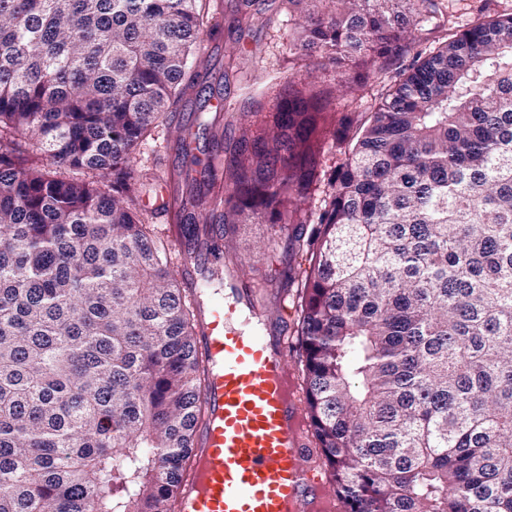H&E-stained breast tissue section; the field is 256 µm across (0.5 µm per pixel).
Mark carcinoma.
Listing matches in <instances>:
<instances>
[{
  "instance_id": "carcinoma-1",
  "label": "carcinoma",
  "mask_w": 512,
  "mask_h": 512,
  "mask_svg": "<svg viewBox=\"0 0 512 512\" xmlns=\"http://www.w3.org/2000/svg\"><path fill=\"white\" fill-rule=\"evenodd\" d=\"M328 2L301 51L364 62L354 96L415 22L403 0ZM206 4L0 0V512H172L202 412L197 309L134 174L195 87ZM282 83L205 158L183 150L178 221L208 252L218 228L313 225L281 276L344 512H512V14L430 52L364 122Z\"/></svg>"
}]
</instances>
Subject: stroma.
<instances>
[{"mask_svg":"<svg viewBox=\"0 0 512 512\" xmlns=\"http://www.w3.org/2000/svg\"><path fill=\"white\" fill-rule=\"evenodd\" d=\"M245 9L243 0H210L204 17V39L190 62L192 72L199 75L198 88L185 95L173 111L165 113L138 147L136 174L144 184L163 185L171 172L181 166L183 157L177 138L182 130L197 134L198 151L204 154L211 148L210 128L230 127L254 112L256 106L273 105L276 80L293 65L291 48L297 31L291 17L297 9L287 0H267L261 7L263 20L234 28L231 18ZM504 13H512V0H436L435 13L414 11V47L393 59L378 78L368 83L358 99L337 96L339 114L359 119L367 116L375 101L395 84L399 73L409 70L419 57L475 22ZM235 41L243 52L244 67L241 72L229 74L225 71L224 47ZM149 221L157 235L168 243L181 288H188L191 275L181 265L185 241L173 235L175 221L171 208L155 202ZM310 231L307 224H291L279 232L267 224H243L233 239L219 243L227 262L238 261L247 246L257 253L258 258L247 266L245 277L262 283L258 301L263 319L271 335L288 336V363L292 366L297 363L298 350L295 317L282 312L275 276L287 268L295 236Z\"/></svg>","mask_w":512,"mask_h":512,"instance_id":"35a3bbf8","label":"stroma"}]
</instances>
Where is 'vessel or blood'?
<instances>
[{
  "label": "vessel or blood",
  "mask_w": 512,
  "mask_h": 512,
  "mask_svg": "<svg viewBox=\"0 0 512 512\" xmlns=\"http://www.w3.org/2000/svg\"><path fill=\"white\" fill-rule=\"evenodd\" d=\"M190 293L209 383L175 512H332L335 492L307 442L284 337L242 322L248 303L236 288L214 299L197 280Z\"/></svg>",
  "instance_id": "vessel-or-blood-1"
}]
</instances>
